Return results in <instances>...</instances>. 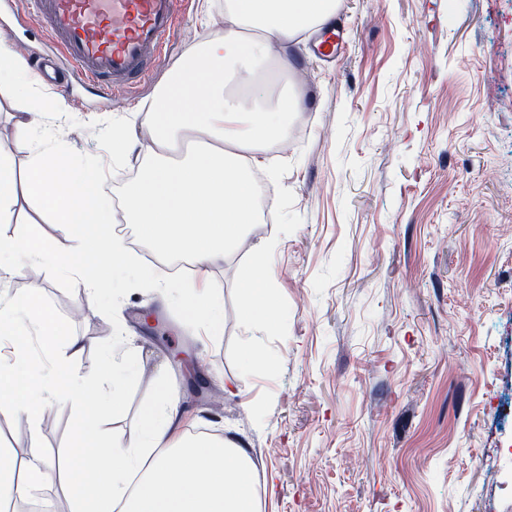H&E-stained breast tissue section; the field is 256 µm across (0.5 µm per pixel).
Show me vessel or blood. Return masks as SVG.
<instances>
[{
  "label": "vessel or blood",
  "mask_w": 512,
  "mask_h": 512,
  "mask_svg": "<svg viewBox=\"0 0 512 512\" xmlns=\"http://www.w3.org/2000/svg\"><path fill=\"white\" fill-rule=\"evenodd\" d=\"M56 47L35 75L64 71L98 92L147 81L176 26L174 0H24Z\"/></svg>",
  "instance_id": "obj_1"
}]
</instances>
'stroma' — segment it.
Listing matches in <instances>:
<instances>
[{
	"label": "stroma",
	"mask_w": 512,
	"mask_h": 512,
	"mask_svg": "<svg viewBox=\"0 0 512 512\" xmlns=\"http://www.w3.org/2000/svg\"><path fill=\"white\" fill-rule=\"evenodd\" d=\"M176 2L151 82L107 98L72 84L69 116L37 132L102 167L119 201L146 159L131 148L111 161L113 129L208 39L203 14L224 20V0ZM336 23V59L309 37L288 47L305 108L289 149L261 151L267 213L209 271L223 290L220 335L185 317L176 279L168 294L147 280L116 289L76 319L77 278L47 267L15 286L84 337L88 382L125 336L136 375L102 431L136 440L142 406L166 387L174 433L246 451L262 512H512L498 487L512 477V0H339ZM0 34L25 58L55 50L23 0H0ZM271 238L266 268L288 317L249 325L239 288ZM247 345L264 361L245 373ZM43 420V451H65L70 410L46 405Z\"/></svg>",
	"instance_id": "stroma-1"
}]
</instances>
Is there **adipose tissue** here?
Listing matches in <instances>:
<instances>
[{
	"label": "adipose tissue",
	"instance_id": "1",
	"mask_svg": "<svg viewBox=\"0 0 512 512\" xmlns=\"http://www.w3.org/2000/svg\"><path fill=\"white\" fill-rule=\"evenodd\" d=\"M336 0H224V26L202 46L191 47L173 66L171 78L147 104L149 138L138 143L137 116L112 135V155L140 144L147 165L124 199L142 234L165 256L186 257L200 269L223 261L245 238L254 220L255 189L249 172L258 164L260 142L288 135V115L301 99L284 91L268 104L270 84L256 75L259 63L312 28L331 25ZM12 82L10 99L22 165L0 155V223L19 224L21 198L81 241L82 261L61 251L39 231L24 237L0 235V284L24 271L53 266L80 277L88 303L106 294L105 282L121 286L148 273L113 236L112 204L99 179L79 159L52 147L36 148L32 136L51 113L67 111L63 97L33 101L32 79L16 53L0 42V76ZM253 272L239 294L247 323L273 326L283 314L274 301L264 251H256ZM186 316L217 334L224 322L219 288L181 291ZM37 333L53 344L60 324L41 298L13 297L0 308V403L39 434L45 404L68 405L77 421L73 446L63 465L38 445L26 454L0 442V501H24L58 480L68 512H260L251 462L234 442L214 434L170 433L174 405L166 390L144 406L134 442L107 441L98 416L120 411L118 392L135 374V356L120 345L102 355V377L88 385L73 365L84 339H67L69 358H55L53 372L30 359L25 338Z\"/></svg>",
	"mask_w": 512,
	"mask_h": 512
}]
</instances>
